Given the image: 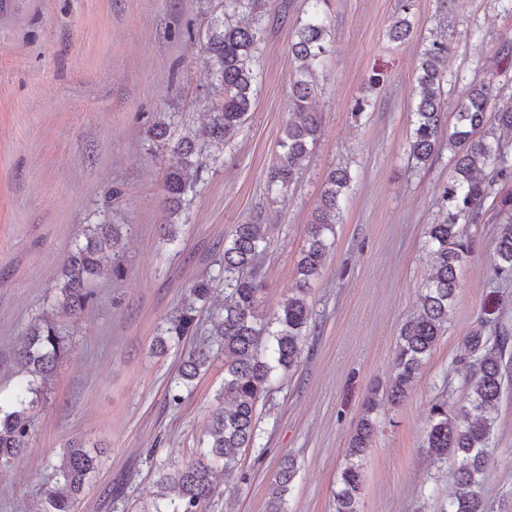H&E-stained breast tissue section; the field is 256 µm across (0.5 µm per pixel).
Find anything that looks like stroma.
I'll return each mask as SVG.
<instances>
[{
    "label": "stroma",
    "instance_id": "35a3bbf8",
    "mask_svg": "<svg viewBox=\"0 0 512 512\" xmlns=\"http://www.w3.org/2000/svg\"><path fill=\"white\" fill-rule=\"evenodd\" d=\"M265 19L253 69L255 107L224 148L202 132L212 99L205 31L224 0H0V392L18 381L17 351L31 320L54 313L68 353L33 412L31 445L0 473V512H36L56 481L65 443L104 448L102 466L77 512H133L158 492V471L195 462L224 382L216 359L178 388L180 352L206 340L214 283L200 329L155 353L166 318L200 277L216 275L235 225L261 221L259 310L271 317L294 288L306 229L327 172L353 182L335 226L336 244L311 283V319L301 360L279 374L262 405L258 438L238 467L216 476L207 512H266L282 457L296 462L288 512H333L345 450L368 390L393 375L400 329L430 275L428 225L448 211L442 192L449 151L417 164L409 150L414 88L425 45L448 41L442 62L446 103L455 109L472 84L493 81L512 103V13L501 0H414V36L388 30L399 0H327L332 52L318 73L319 138L288 195L269 202L267 175L292 109L291 46L306 0H258ZM193 41H186L185 32ZM384 80L370 85L373 71ZM365 98L369 108L352 111ZM162 115L172 136L198 134L193 189L179 216L163 203L164 159L147 129ZM465 225L473 244L444 335L404 401H380L362 458L360 512H442L454 461L425 447L429 408L467 395V336L479 328L512 334V280L496 275L502 221L485 203ZM179 226L176 246L160 228ZM123 225V277L106 274L77 318L56 311L67 253L90 224ZM180 400H173V392ZM483 495L487 512H512V375L504 380Z\"/></svg>",
    "mask_w": 512,
    "mask_h": 512
}]
</instances>
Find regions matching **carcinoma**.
<instances>
[{
	"mask_svg": "<svg viewBox=\"0 0 512 512\" xmlns=\"http://www.w3.org/2000/svg\"><path fill=\"white\" fill-rule=\"evenodd\" d=\"M324 2L308 0L309 18L297 29L292 44L298 78L293 84V112L280 141L281 153L267 182L270 195H288L298 179L301 162L309 157L318 138L321 113L311 105L317 89L315 73L331 52L330 27L321 8ZM255 10L256 0H224L223 17L214 20L205 42L207 64L218 88L206 133L218 148L232 139L256 101L252 65L264 22ZM243 11L251 15L248 22L233 23L232 17ZM413 33L414 22L408 15L398 18L389 30L394 41H404ZM447 53L445 40L435 39L427 44L416 79V120L410 154L423 165L439 153L446 126L447 79L440 62ZM489 124L512 131V106H497L495 87L485 81L470 86L454 112L453 130L448 132L453 176L443 191L448 213L442 223L429 225L426 232L425 247L433 261V272L416 312L401 327L394 378L383 387L372 388L364 400L362 416L346 448L340 487L334 493V512H359L361 457L375 432L373 413L380 394L393 404L400 403L446 330L448 311L458 287L457 270L472 253L470 238L460 225L481 223L483 204L495 194L497 182L512 180V146L488 139L483 129ZM194 154L195 137L189 134L170 147L164 202L173 214L180 211L191 190L188 173L195 167ZM487 170L488 177L484 176ZM352 181L353 176L346 169L327 173L318 208L308 225V246L298 262L297 286L270 319L259 313L258 259L266 248L263 225L237 224L230 238L224 240L217 275L224 279L229 301L211 316L213 342H202L186 351L179 366L181 384L188 387L208 370L216 357L213 347H218L224 353V384L216 397L219 405L212 412L201 457L185 467L171 463L159 474V483L173 490L175 497L160 498L143 512H205L216 490L215 469L235 468L242 449L254 446L259 403L273 389L276 372L299 363L310 319V280L319 275L332 248L329 235L341 213L342 196ZM497 206L506 216V222L499 225L496 241L499 273L512 279V193L497 196ZM122 229L121 224H90L83 239L67 254L58 305L69 314L78 317L88 308L92 281L101 275L103 260H111L112 275L124 272ZM212 282V278L203 277L192 284L190 301L166 321L156 343L159 350H165L168 340L178 343L193 335L197 326L196 303L208 300ZM511 342L512 337L506 333L491 339L477 331L466 337L470 369L466 404L452 415L448 414L446 400H438L430 408L425 448L438 457L450 455L455 461L454 488L446 512H486L483 479ZM67 351L65 338L52 315L44 312L30 323L27 338L17 353L21 378L12 395L0 404V472L29 448L31 412L44 399L47 382ZM100 457L81 440H69L57 469L56 485L45 492L40 512H76L90 477L99 469ZM294 474V460L283 459L269 487L266 512H288L286 495Z\"/></svg>",
	"mask_w": 512,
	"mask_h": 512,
	"instance_id": "cac0c4a2",
	"label": "carcinoma"
}]
</instances>
